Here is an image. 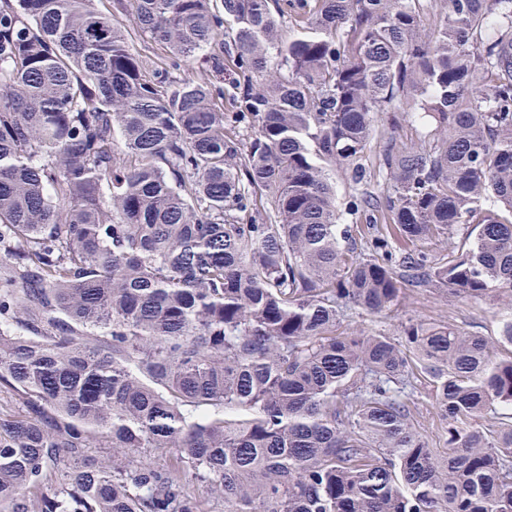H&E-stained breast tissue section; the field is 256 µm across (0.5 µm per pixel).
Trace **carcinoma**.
I'll use <instances>...</instances> for the list:
<instances>
[{
	"mask_svg": "<svg viewBox=\"0 0 512 512\" xmlns=\"http://www.w3.org/2000/svg\"><path fill=\"white\" fill-rule=\"evenodd\" d=\"M94 2L0 0V512H512V318L342 328L512 308V0H116L152 71ZM130 44L133 50L147 61L149 70L165 67L167 63V53L165 50L153 41L140 37L132 30V26ZM400 303L376 316H368L353 310L351 326H358L370 333H384L400 338L402 325L409 319L447 321L461 331L495 338L499 334L501 321L507 310L496 298L474 302L458 298H448L436 291L416 290L407 286ZM414 289V290H413ZM424 383V381H422V383L418 382V388L416 391V398L418 399L419 408L423 416V418H421V421L424 424L423 427L427 431V434L430 436V438L433 439L434 448H443L445 438L441 437V431L438 432L437 426L439 425V422L436 418V410L432 406L431 400L428 395L429 386L427 383Z\"/></svg>",
	"mask_w": 512,
	"mask_h": 512,
	"instance_id": "1",
	"label": "carcinoma"
}]
</instances>
